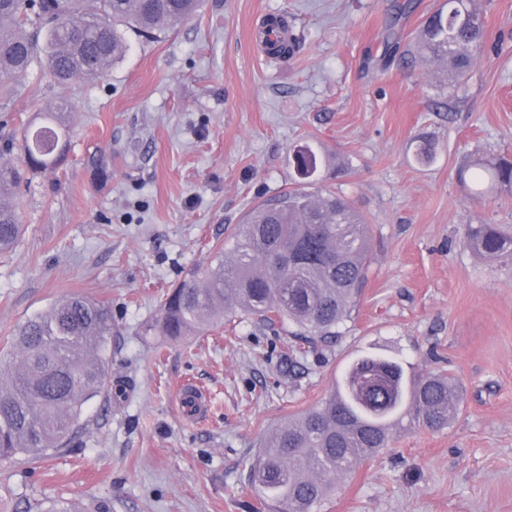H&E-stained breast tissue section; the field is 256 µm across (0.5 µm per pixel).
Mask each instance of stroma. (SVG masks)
<instances>
[{"label":"stroma","instance_id":"obj_1","mask_svg":"<svg viewBox=\"0 0 512 512\" xmlns=\"http://www.w3.org/2000/svg\"><path fill=\"white\" fill-rule=\"evenodd\" d=\"M397 2L203 0L166 36L131 37L96 81L52 89L34 71L17 84L14 120L67 101L70 150L18 196L24 233L0 254V352L28 318L81 295L111 308V372L129 389L90 401L68 447L0 460V512L58 500L265 512L247 477L260 442L370 349L454 375L464 404L442 430L394 431L317 512H512V266L461 244L466 225L512 224V191L477 203L457 178L475 156H512V0H478L502 50L457 84L385 57L389 24L411 48L439 0L399 21ZM281 15L299 46L263 56L254 23ZM305 143L320 157L316 187L369 224L368 278L340 336L300 352L285 328L241 314L181 341L144 334L169 288L292 187ZM187 383L210 396L202 420L180 407Z\"/></svg>","mask_w":512,"mask_h":512}]
</instances>
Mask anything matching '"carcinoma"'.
<instances>
[{
    "mask_svg": "<svg viewBox=\"0 0 512 512\" xmlns=\"http://www.w3.org/2000/svg\"><path fill=\"white\" fill-rule=\"evenodd\" d=\"M200 0H0V91L35 66L56 86L77 77H100L129 47L127 33L155 39L193 16ZM415 8L396 5L384 41L400 48L396 23ZM485 47V24L476 0H444L426 18L408 64L442 61L449 83L462 79ZM68 106L40 113V124L14 128L3 121L0 139V253L22 231L15 204L27 174L57 167L67 150ZM24 156V167L12 162ZM318 156L304 145L295 153L303 182L252 208L243 224L213 250L210 264L194 270L160 303L150 325L158 336L180 338L205 330L241 310L259 322H280L307 343L337 336L357 307L369 270V227L351 200L311 191ZM475 195L512 188V159L496 156L473 164ZM463 246L478 257L512 264L511 224H469ZM112 311L71 296L22 324L17 345L0 358V458L25 452L37 457L72 442L91 399L124 384L108 370ZM386 372L382 389L362 392L366 370ZM454 377L417 374L402 360L369 352L359 356L324 401L272 431L249 466V480L271 512H314L336 480L388 447L392 431L441 430L463 403Z\"/></svg>",
    "mask_w": 512,
    "mask_h": 512,
    "instance_id": "1",
    "label": "carcinoma"
}]
</instances>
